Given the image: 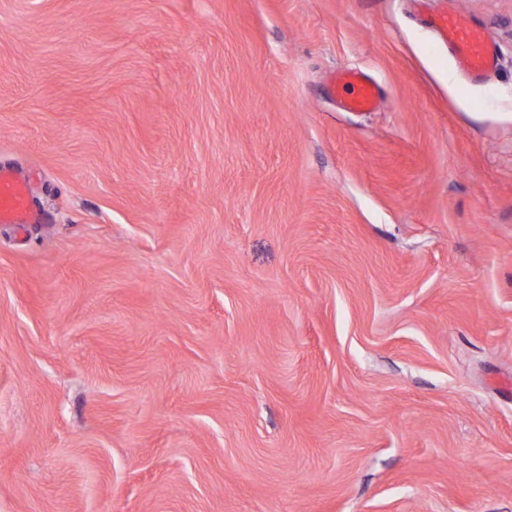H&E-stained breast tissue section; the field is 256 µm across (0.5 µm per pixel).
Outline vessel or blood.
<instances>
[{
    "label": "vessel or blood",
    "mask_w": 512,
    "mask_h": 512,
    "mask_svg": "<svg viewBox=\"0 0 512 512\" xmlns=\"http://www.w3.org/2000/svg\"><path fill=\"white\" fill-rule=\"evenodd\" d=\"M431 25L440 41L447 43L459 70L481 76L497 66V51L483 32L460 15L451 13L432 19ZM335 83L342 103L350 112H371L378 105L377 85L360 71H340ZM40 216L31 202L26 179L15 170L0 167V224H36Z\"/></svg>",
    "instance_id": "vessel-or-blood-1"
}]
</instances>
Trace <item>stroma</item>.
<instances>
[{
  "mask_svg": "<svg viewBox=\"0 0 512 512\" xmlns=\"http://www.w3.org/2000/svg\"><path fill=\"white\" fill-rule=\"evenodd\" d=\"M2 165L0 512H512V0H0ZM438 40L448 44L459 70L470 76H481L497 66V51L483 32L454 13L431 20ZM333 82L347 111L372 112L377 108L378 86L362 71H339ZM39 222L27 180L12 168L0 167V224L24 226Z\"/></svg>",
  "mask_w": 512,
  "mask_h": 512,
  "instance_id": "stroma-1",
  "label": "stroma"
}]
</instances>
